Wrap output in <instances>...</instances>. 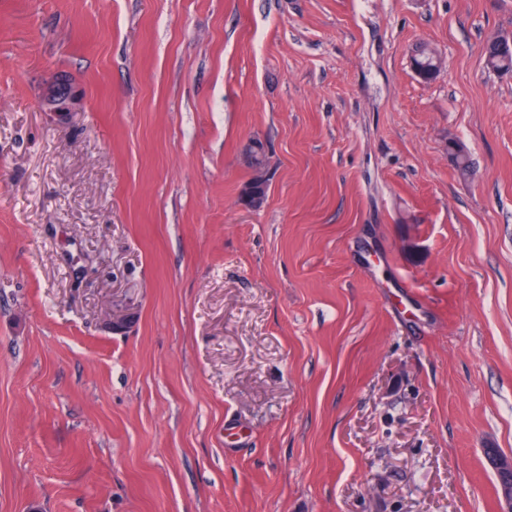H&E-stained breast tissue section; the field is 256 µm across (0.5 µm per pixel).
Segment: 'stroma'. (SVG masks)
Here are the masks:
<instances>
[{
  "label": "stroma",
  "instance_id": "stroma-1",
  "mask_svg": "<svg viewBox=\"0 0 512 512\" xmlns=\"http://www.w3.org/2000/svg\"><path fill=\"white\" fill-rule=\"evenodd\" d=\"M499 35L512 0H0V512H499ZM414 65L419 68V70L416 68V71L420 79L424 82L432 80L439 68V62L435 52L426 45H421L418 48L414 58Z\"/></svg>",
  "mask_w": 512,
  "mask_h": 512
}]
</instances>
